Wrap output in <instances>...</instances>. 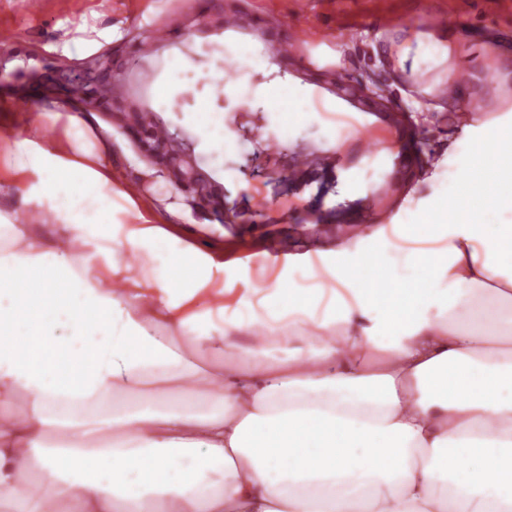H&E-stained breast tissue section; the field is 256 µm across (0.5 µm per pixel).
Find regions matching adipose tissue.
<instances>
[{
  "label": "adipose tissue",
  "mask_w": 512,
  "mask_h": 512,
  "mask_svg": "<svg viewBox=\"0 0 512 512\" xmlns=\"http://www.w3.org/2000/svg\"><path fill=\"white\" fill-rule=\"evenodd\" d=\"M421 41L453 82L455 45L402 28L395 74L416 82ZM192 66L169 52L156 107ZM262 73L240 106L312 96ZM192 112L199 152L223 154L222 108ZM459 115L423 211L248 288L154 220L113 223L132 198L80 114L18 119L15 196L55 224L0 226V512H506L512 114Z\"/></svg>",
  "instance_id": "adipose-tissue-1"
}]
</instances>
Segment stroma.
<instances>
[{
	"label": "stroma",
	"instance_id": "stroma-1",
	"mask_svg": "<svg viewBox=\"0 0 512 512\" xmlns=\"http://www.w3.org/2000/svg\"><path fill=\"white\" fill-rule=\"evenodd\" d=\"M298 39L296 57L281 53V36L267 37L265 49L274 57L276 75L321 90L305 111L276 118L271 113L241 110L210 72L231 70L240 93L251 77L236 46L257 41L254 20L261 13L289 16L295 0H29L28 10H16L13 0H0V127L19 114L42 109L86 112L97 135L112 146V172L122 184L139 192L143 202L168 195L182 208L170 229L189 239L193 225L209 229L217 261L253 264L271 252L273 238H296L301 223L316 225L322 246L335 245L337 234L358 224L398 222L401 208L423 207L443 184L432 163L459 131L456 101L479 106L501 101L512 110V0H312ZM235 29L223 31L225 18ZM435 37L460 36L471 62L456 98L423 93L421 85L402 92L389 60L377 54L391 33L390 22ZM155 36L151 54H140L146 36ZM495 39L499 51L485 49ZM180 48L195 59L183 73L185 93L166 112H155L158 125L180 143L187 160L211 184L213 202L202 205L179 190L171 178L162 185L144 180L143 168L154 167L136 138L113 123L106 109L89 110L59 90L33 84L35 74L63 64L80 66L108 51L112 82L122 84L125 97L140 101L135 88L142 69L159 73L166 55ZM343 82V113L323 102L334 82ZM379 85L394 102L397 117L369 100L355 97L359 86ZM216 102L238 139L219 157H203L188 128L187 111L196 100ZM344 126L352 136L342 149L326 147L330 128ZM402 138L418 142L419 150L393 151L384 168L367 162L375 141ZM370 187L381 207L364 210L363 198L352 184Z\"/></svg>",
	"mask_w": 512,
	"mask_h": 512
}]
</instances>
